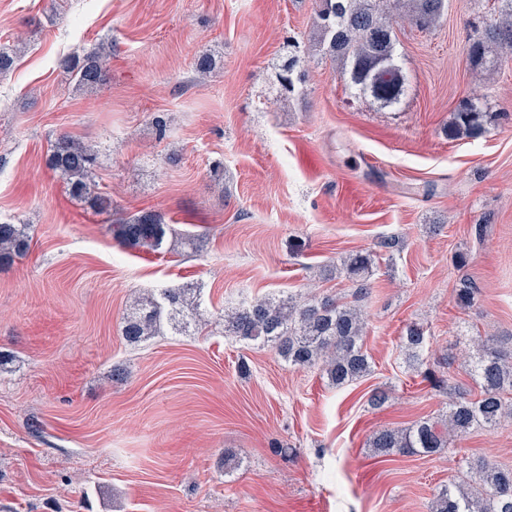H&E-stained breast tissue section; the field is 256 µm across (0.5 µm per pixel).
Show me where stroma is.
<instances>
[{
  "instance_id": "1",
  "label": "stroma",
  "mask_w": 512,
  "mask_h": 512,
  "mask_svg": "<svg viewBox=\"0 0 512 512\" xmlns=\"http://www.w3.org/2000/svg\"><path fill=\"white\" fill-rule=\"evenodd\" d=\"M314 3L0 0V48L16 52L0 73V222L30 237L0 269V512H430L465 479L454 452L385 460L368 438L445 413L424 372L449 361L472 389L471 337H512V56L471 65L468 22L489 8L448 0L436 28L396 27L408 86L395 109L307 53L302 91L276 100L272 66L307 43ZM95 52L105 80L78 90L63 61ZM472 95L488 100L487 133L448 138ZM62 134L98 150L111 211L46 166ZM142 210L170 224L165 253L113 239ZM355 252L375 260L360 302L373 372L343 387L217 321L206 336L122 335L132 295L164 287L201 289L216 317L309 288L351 296L330 271ZM463 278L480 290L470 309ZM411 323L427 331L419 372L400 354ZM461 446L512 461V424Z\"/></svg>"
}]
</instances>
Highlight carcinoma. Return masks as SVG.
<instances>
[{
  "label": "carcinoma",
  "instance_id": "obj_1",
  "mask_svg": "<svg viewBox=\"0 0 512 512\" xmlns=\"http://www.w3.org/2000/svg\"><path fill=\"white\" fill-rule=\"evenodd\" d=\"M495 15L474 26L468 42V60L485 69L498 65L499 56L512 55V0H495ZM448 11V0H316V45L324 57L342 60V76L350 88L372 97L380 107L392 108L405 93L406 75L396 61L395 25L402 22L428 30ZM64 67L77 76L78 86L94 89L104 81L100 56L68 58ZM299 58L287 55L274 66L273 85L279 96L295 92L294 74ZM489 115L483 98L473 96L456 112L448 137L477 138L487 132ZM47 165L63 176L73 197L92 199L107 208L109 199L91 196V177L96 166L94 151L84 143L62 135L50 149ZM169 225L156 211H140L112 225L113 238L124 246L163 249ZM30 248L27 225L0 222V267ZM357 298L371 288L373 261L368 253H356L340 261ZM479 288L463 279L456 289L457 303L474 305ZM211 312L201 294L192 288H160L137 298L124 319L122 334L138 344L166 327L198 332L209 324ZM224 335L269 347L288 365L316 367L329 382L341 387L372 371L364 349L367 316L364 311L331 295L290 293L278 298L261 297L224 315ZM426 340L424 328L412 323L401 337V348L410 365L423 364L420 355ZM477 351L470 376L479 388L475 397L456 385H448V413L441 421L423 419L413 425L384 427L369 439L379 456H430L453 448L478 429L495 430L512 423V346L493 336H476ZM459 465L470 479L467 485L448 486L438 492L432 512H512V465L463 455Z\"/></svg>",
  "mask_w": 512,
  "mask_h": 512
}]
</instances>
